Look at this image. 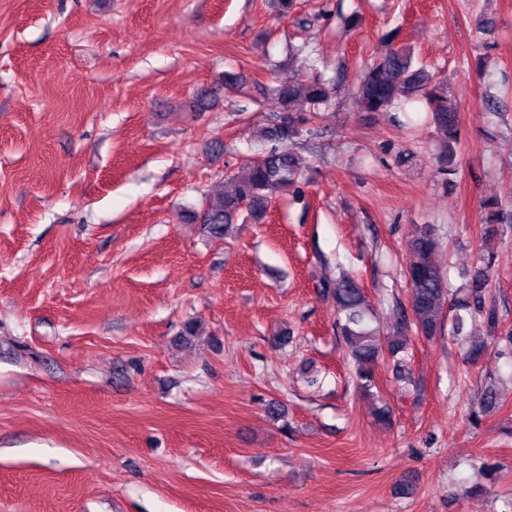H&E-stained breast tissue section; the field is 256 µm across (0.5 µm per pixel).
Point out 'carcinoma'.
<instances>
[{
  "instance_id": "cac0c4a2",
  "label": "carcinoma",
  "mask_w": 512,
  "mask_h": 512,
  "mask_svg": "<svg viewBox=\"0 0 512 512\" xmlns=\"http://www.w3.org/2000/svg\"><path fill=\"white\" fill-rule=\"evenodd\" d=\"M440 91L441 83L427 65H414L410 49L393 46L356 77L352 97L357 111L374 113L389 112L413 100L425 101L441 135L437 173L443 183L448 184L450 177L456 175L455 169L448 165V156L453 153V144L458 142V116L448 109ZM335 93L334 84L326 80L303 83L295 76L276 79L272 94L279 114L273 124L259 132L261 139L275 146L249 159L232 175L231 192L206 196L200 214L196 215L212 240L226 238L232 225L245 214L256 221L262 219L273 197L302 181L306 165L293 151L296 140L302 135V120L293 113L315 111L328 104ZM480 208L485 215L481 240L503 235L502 202L485 199ZM407 247L410 262L405 278L409 287V313H400L390 330L363 311V289L354 277L343 274L322 287L340 314L336 329L347 346L356 386L367 394L375 387V369L385 357L393 359L396 372L406 371L411 331L428 342L446 337L450 342L464 345L473 362L488 351L490 340L499 345L500 355L512 357V332L499 335L500 316L489 300V288L497 275L494 253L479 245L473 264L463 273L464 283L454 288L436 262L441 243L430 227H416ZM477 323L483 326L488 339H480L473 331L466 330L467 325ZM501 406L498 390L488 383L478 406L468 412L466 420L477 428Z\"/></svg>"
}]
</instances>
